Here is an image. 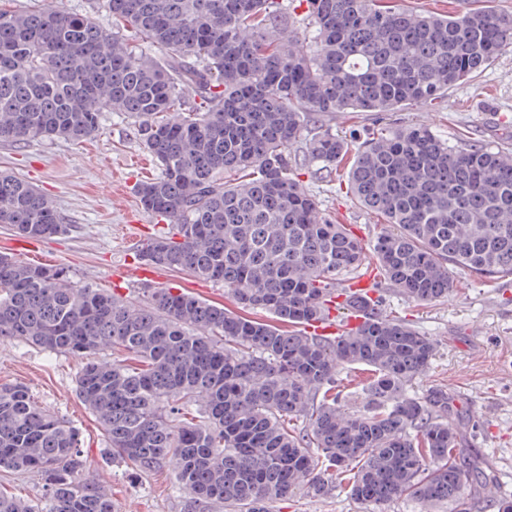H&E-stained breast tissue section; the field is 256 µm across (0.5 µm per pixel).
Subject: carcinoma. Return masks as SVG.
I'll use <instances>...</instances> for the list:
<instances>
[{"label": "carcinoma", "instance_id": "cac0c4a2", "mask_svg": "<svg viewBox=\"0 0 512 512\" xmlns=\"http://www.w3.org/2000/svg\"><path fill=\"white\" fill-rule=\"evenodd\" d=\"M298 2L304 38L281 0H107L110 32L46 0L0 7V142H80L100 134L102 113L128 115L160 169L137 185L138 202L173 227L140 259L222 283L241 308L169 288L131 303L74 285L62 267L0 254V342L82 359L77 394L112 458L141 474L171 469L188 512L326 499L347 472L361 504H462L494 475L461 460L447 390L408 395L436 342L386 314L378 285L430 304L453 291L450 265L512 277V152L458 149L415 125L378 127L354 149L329 129L309 141L310 160L330 175L351 158L350 200L392 227L373 245L370 298L351 291L367 265L363 239L321 212L289 150L308 116L424 104L474 77L512 47V14ZM187 89L203 105H186ZM0 224L34 240L66 231L54 204L8 172ZM330 301L336 322L359 315L358 327L307 333ZM115 347L139 365L99 357ZM353 366L371 377L350 410L340 374ZM187 403L200 420L180 419ZM79 446L75 427L26 386L1 384L0 472L40 474L46 496L31 503L0 486V512H114Z\"/></svg>", "mask_w": 512, "mask_h": 512}]
</instances>
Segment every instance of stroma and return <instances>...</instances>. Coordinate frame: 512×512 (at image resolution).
<instances>
[{
	"label": "stroma",
	"instance_id": "35a3bbf8",
	"mask_svg": "<svg viewBox=\"0 0 512 512\" xmlns=\"http://www.w3.org/2000/svg\"><path fill=\"white\" fill-rule=\"evenodd\" d=\"M414 124L429 126L452 146L512 148V49L500 52L473 78L450 87L434 104L406 105L391 112H341L332 119L312 117L305 132L310 135L323 126L347 135ZM290 152L300 183L323 213L351 225L369 243L386 231L380 216L353 205L345 187L310 162L304 142L295 143ZM0 169L16 173L48 196L68 226L63 235L30 241L25 252L17 249L13 232L0 224V253L22 262L36 254L40 264L67 268L76 286L104 288L132 302L151 285L233 308L220 283L162 269L148 281L126 275V268L137 263L142 244L171 229L168 219L144 211L136 198L137 184L156 177L159 169L143 146L137 122L126 114L103 113L100 134L80 143H0ZM453 278L448 299L428 305L407 301L393 288L383 287V308L433 336L437 344L428 372L409 386V395L447 389L462 410L464 457L486 462L495 473V494L477 496L464 508L440 502L429 512H498L500 499H512V280L483 279L462 268L454 269ZM80 365L78 358L20 341L0 345V384H25L40 405L77 428L86 475L111 496L115 512H186L187 495L170 469L142 476L130 464L107 455L105 437L76 393ZM281 512L422 510L406 498L362 505L341 485L328 499L294 497Z\"/></svg>",
	"mask_w": 512,
	"mask_h": 512
}]
</instances>
